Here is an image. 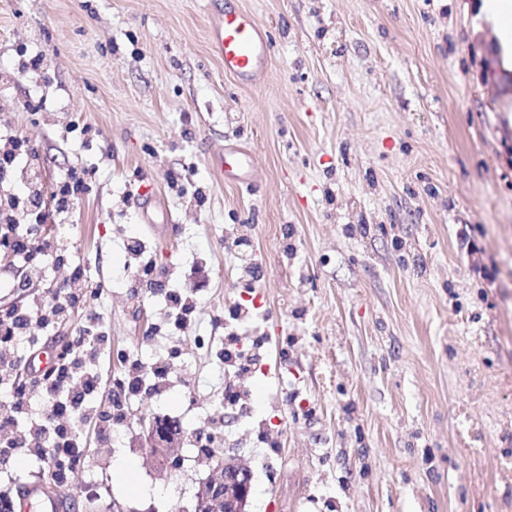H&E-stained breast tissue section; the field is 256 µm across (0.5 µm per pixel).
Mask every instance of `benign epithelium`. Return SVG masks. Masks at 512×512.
Listing matches in <instances>:
<instances>
[{
  "label": "benign epithelium",
  "mask_w": 512,
  "mask_h": 512,
  "mask_svg": "<svg viewBox=\"0 0 512 512\" xmlns=\"http://www.w3.org/2000/svg\"><path fill=\"white\" fill-rule=\"evenodd\" d=\"M158 426H153L147 437L150 443L145 451L160 461L163 453L173 454L159 439ZM211 475L196 496L195 512H247L252 494V471L249 467L227 456L210 459Z\"/></svg>",
  "instance_id": "benign-epithelium-1"
}]
</instances>
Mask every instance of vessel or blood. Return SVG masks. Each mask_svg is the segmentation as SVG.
<instances>
[{"mask_svg": "<svg viewBox=\"0 0 512 512\" xmlns=\"http://www.w3.org/2000/svg\"><path fill=\"white\" fill-rule=\"evenodd\" d=\"M208 37L226 74L250 82L264 72L269 42L248 13L240 10L217 11L210 20Z\"/></svg>", "mask_w": 512, "mask_h": 512, "instance_id": "vessel-or-blood-1", "label": "vessel or blood"}]
</instances>
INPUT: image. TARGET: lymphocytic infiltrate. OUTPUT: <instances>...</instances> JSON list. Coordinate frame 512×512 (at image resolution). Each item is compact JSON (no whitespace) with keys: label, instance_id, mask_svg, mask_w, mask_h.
<instances>
[{"label":"lymphocytic infiltrate","instance_id":"1","mask_svg":"<svg viewBox=\"0 0 512 512\" xmlns=\"http://www.w3.org/2000/svg\"><path fill=\"white\" fill-rule=\"evenodd\" d=\"M40 195V187L33 182L28 184L25 193L0 194V239L11 242L13 255L22 264V281L28 286L46 280L51 263L63 261L64 249L59 240L33 241L30 225L17 219L20 211L35 206ZM89 292L83 269L74 266L66 280L65 298L0 315L1 385L12 381L7 355L13 351L18 337L27 335L29 325L36 322L47 329L66 321L72 302L87 297ZM98 339L93 328H86L77 347L67 348L59 355L50 377L43 383L49 397L45 413H34L26 393L17 388L12 391L10 403L0 402V444L8 442L11 429L18 421H25L28 433L24 446L29 455L43 463L60 481L83 462L80 434L70 425L61 423L60 415L72 412L78 406H88L103 443L111 444L114 426L125 418L128 397L137 394L146 382L158 384L170 374L168 357L146 363L129 353L124 357V376L118 379L108 397H97L98 376L87 360L84 348L95 345Z\"/></svg>","mask_w":512,"mask_h":512}]
</instances>
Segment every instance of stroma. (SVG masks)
Instances as JSON below:
<instances>
[{
    "mask_svg": "<svg viewBox=\"0 0 512 512\" xmlns=\"http://www.w3.org/2000/svg\"><path fill=\"white\" fill-rule=\"evenodd\" d=\"M479 0H0V72L33 55L47 73L0 94V129L23 137L53 226L91 296L16 345L19 375L98 323L111 347L101 392L124 366L174 352L190 387L141 392L101 450L78 420L84 465L64 512H193L211 474L178 441V467L144 451L156 416L220 430L253 474L250 512H512V71ZM251 13L270 38L263 76L224 72L212 5ZM249 181L220 178L228 148ZM87 188L68 217L49 197L68 170ZM202 189L203 206L184 193ZM251 227L260 273L241 278L228 230ZM199 288L195 328L168 331L160 295L135 282L124 239ZM0 256V311L51 301L65 269L18 287ZM264 373L224 414L230 309ZM0 492L43 483L25 449ZM136 463L133 484L121 461ZM139 493H132V486Z\"/></svg>",
    "mask_w": 512,
    "mask_h": 512,
    "instance_id": "35a3bbf8",
    "label": "stroma"
}]
</instances>
